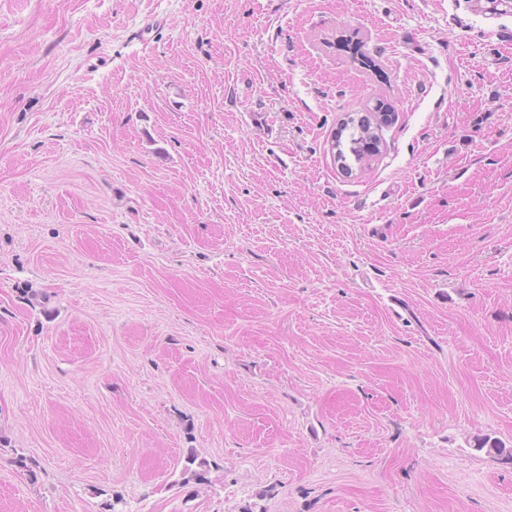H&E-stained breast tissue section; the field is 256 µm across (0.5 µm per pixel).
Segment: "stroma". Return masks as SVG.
Here are the masks:
<instances>
[{"mask_svg":"<svg viewBox=\"0 0 512 512\" xmlns=\"http://www.w3.org/2000/svg\"><path fill=\"white\" fill-rule=\"evenodd\" d=\"M469 2L0 0V512H512V10ZM383 105L380 102L375 108L367 109L364 115L360 117L349 116L346 121L342 122L332 144L333 150L336 149V158L338 162H341L342 170L351 169L350 165L346 163L348 155L357 165L364 167L380 154L381 137L379 131L383 128L380 113L389 111ZM344 132L346 133L345 142L342 141Z\"/></svg>","mask_w":512,"mask_h":512,"instance_id":"obj_1","label":"stroma"}]
</instances>
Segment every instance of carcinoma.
Wrapping results in <instances>:
<instances>
[{
	"instance_id": "cac0c4a2",
	"label": "carcinoma",
	"mask_w": 512,
	"mask_h": 512,
	"mask_svg": "<svg viewBox=\"0 0 512 512\" xmlns=\"http://www.w3.org/2000/svg\"><path fill=\"white\" fill-rule=\"evenodd\" d=\"M387 112L383 105L367 109L360 117H347L342 122L334 137L333 148L336 149L337 161L341 162V169L347 171L350 165L347 158H352L360 166H364L380 154L381 137L379 131L383 128L381 114ZM475 448L486 451L491 456H497L503 461L512 463V448L506 447L497 439L488 436L475 440ZM197 456L189 453L182 470L186 481L204 479L203 472L196 468Z\"/></svg>"
}]
</instances>
